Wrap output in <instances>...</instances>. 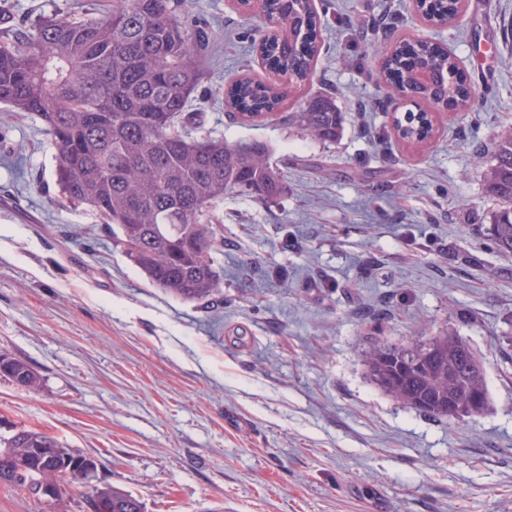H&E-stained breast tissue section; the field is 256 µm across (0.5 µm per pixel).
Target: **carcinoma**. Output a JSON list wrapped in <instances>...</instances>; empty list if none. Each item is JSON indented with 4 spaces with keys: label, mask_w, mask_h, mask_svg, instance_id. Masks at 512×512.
I'll return each mask as SVG.
<instances>
[{
    "label": "carcinoma",
    "mask_w": 512,
    "mask_h": 512,
    "mask_svg": "<svg viewBox=\"0 0 512 512\" xmlns=\"http://www.w3.org/2000/svg\"><path fill=\"white\" fill-rule=\"evenodd\" d=\"M278 30L256 47L266 65L297 87L312 74L321 22L312 0H264ZM418 10L438 25L452 22L459 0H421ZM208 46L203 29L186 23L182 0H112V9L83 19L40 16L0 37V104L41 121L56 150L55 181L61 197L85 206L112 225L115 246L156 288L185 301H210L224 271L213 225L224 195L247 193L269 201L283 192L269 146L258 140L228 143L192 138L176 119L193 101ZM436 60L431 77L417 76ZM382 73L398 76L397 89L412 99L464 108L472 88L454 58L427 41L403 42L384 58ZM287 90L241 78L225 92L239 117L255 121L274 114ZM281 119L324 142H334L342 113L327 94L306 99ZM427 114L395 122L401 138L430 139ZM487 192L500 203L489 227L496 248L512 253V127L503 129L485 172ZM392 354L418 364L375 383L402 404L435 419H453L448 405L472 394L487 395L482 367L459 336H438L402 348L374 347L369 369ZM0 377L37 391L40 377L24 361L0 356ZM86 456L41 432L20 429L0 437V485L27 490V468L57 483L58 497L79 478L64 477ZM112 499V512H143L141 502L110 485L92 489L89 503Z\"/></svg>",
    "instance_id": "1"
}]
</instances>
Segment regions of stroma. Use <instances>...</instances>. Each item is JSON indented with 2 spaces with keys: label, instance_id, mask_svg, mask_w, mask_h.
Masks as SVG:
<instances>
[{
  "label": "stroma",
  "instance_id": "35a3bbf8",
  "mask_svg": "<svg viewBox=\"0 0 512 512\" xmlns=\"http://www.w3.org/2000/svg\"><path fill=\"white\" fill-rule=\"evenodd\" d=\"M313 5L320 52L283 109L332 94L333 143L234 117L225 85L281 81L253 50L264 24L236 0L183 4L211 33L189 132L266 142L285 185L269 203L225 195L209 305L155 288L98 215L60 205L42 125L0 106V354L42 380L35 393L0 380V435L41 431L97 463L55 512H91L95 484L144 512H512V254L487 235L498 202L484 185L512 125V0H465L447 28L410 0ZM111 6L0 0V32ZM403 40L448 46L476 91L467 110L434 112L423 145L393 128L418 102L379 76ZM449 331L484 367L482 413L436 421L373 382L372 346Z\"/></svg>",
  "mask_w": 512,
  "mask_h": 512
}]
</instances>
